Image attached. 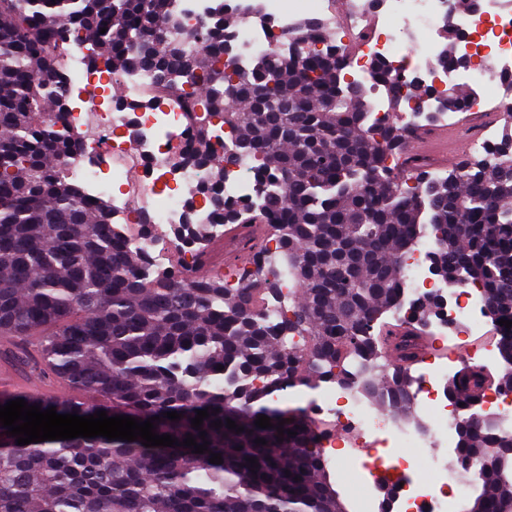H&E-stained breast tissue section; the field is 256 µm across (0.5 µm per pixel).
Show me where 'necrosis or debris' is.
Returning a JSON list of instances; mask_svg holds the SVG:
<instances>
[{
  "label": "necrosis or debris",
  "instance_id": "4bbe7bcc",
  "mask_svg": "<svg viewBox=\"0 0 512 512\" xmlns=\"http://www.w3.org/2000/svg\"><path fill=\"white\" fill-rule=\"evenodd\" d=\"M214 3L180 0L175 35L186 49L201 43ZM224 11L238 20L232 34L241 70L251 69L284 35L311 24L344 54L351 79L369 82V64L379 59L393 73L416 76L435 88V95L404 104L409 124L452 120L453 112L440 110L437 94L464 86L469 90L466 129L472 148L483 153L499 139L497 115L512 100V0H476L457 20V53L464 62L448 68L436 62L448 0H225ZM407 43L423 44L424 53L403 52ZM64 69L69 78L68 121L83 136L66 168L85 198L108 202L113 216L127 224L148 216L151 234L132 238L130 245L160 266L168 248L163 230L181 223L187 208H194L197 223L210 225L212 241L223 242L224 227L214 223L210 208L185 194L202 180L203 169L176 162L196 142L183 96H158L154 76L146 70L89 69L86 51L79 46L66 57ZM428 250L424 243L408 256L403 299L406 304L430 293L443 295V311L430 331L433 345L440 346L457 327H481L484 295L476 283L445 290L431 272ZM450 371V366L434 362L418 377L412 400L430 417L423 432L379 417L352 384L317 385L308 402L311 416L343 418L357 436L369 439L370 450L361 461L364 479L382 469L400 471L401 512H461L469 493L466 472L449 466L439 454L452 447L462 413L446 392ZM405 448L415 449V457L402 456Z\"/></svg>",
  "mask_w": 512,
  "mask_h": 512
}]
</instances>
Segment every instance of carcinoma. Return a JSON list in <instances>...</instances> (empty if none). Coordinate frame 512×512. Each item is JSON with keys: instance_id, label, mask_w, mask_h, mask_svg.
Returning a JSON list of instances; mask_svg holds the SVG:
<instances>
[{"instance_id": "obj_1", "label": "carcinoma", "mask_w": 512, "mask_h": 512, "mask_svg": "<svg viewBox=\"0 0 512 512\" xmlns=\"http://www.w3.org/2000/svg\"><path fill=\"white\" fill-rule=\"evenodd\" d=\"M171 4L0 0V340L8 343L0 357L73 390L66 398L0 393V405L22 398L59 414L156 416V433L180 442L190 434L209 442L207 451L102 436L20 446L0 426V512H345L316 446L326 430L299 408L268 406V397L295 382L356 378L372 404L395 416L411 412L409 362L442 300L427 296L410 319L387 318L404 286V257L426 224L434 276L450 288L480 284L486 316L512 321V131L445 176L426 177L431 161L414 159L420 176L409 187L388 159L400 154L406 133L393 115L427 93L418 79L374 61L372 84L347 81L346 58L312 26L287 36L291 50H270L251 73L231 62L226 73L216 68L232 40L224 0L193 52L173 36ZM453 29L449 17L442 66L457 62ZM74 41L88 46L95 69L149 70L175 94L180 77L200 85L206 111L233 140L232 157L254 162L262 204L224 197L226 165L187 103L197 137L181 163L206 170L192 194L208 199L215 223L246 230L235 237L252 252L243 288L231 293L199 274L212 260L208 249L188 273H174L179 251L170 269L153 267L129 246L150 225L114 224L108 203L88 204L70 181L66 161L82 134L65 118L62 61ZM376 88L390 101L383 119L372 117ZM467 101L450 89L440 107L462 111ZM260 225L279 240L273 257ZM171 235L199 241L207 226L190 207ZM286 280L294 286L291 313H304L302 322L271 315ZM296 336L300 348L288 343ZM389 359L402 367L387 373ZM493 384L511 389L512 366L497 377L465 366L446 386L465 410L456 459L482 482L466 512H512V432L474 414ZM204 409L198 431L191 420ZM172 411L181 419L164 416ZM260 414L272 427L255 425ZM228 418L244 431L227 428ZM217 420L221 427L211 426ZM281 421L297 435L277 441ZM213 453L223 463H210Z\"/></svg>"}]
</instances>
